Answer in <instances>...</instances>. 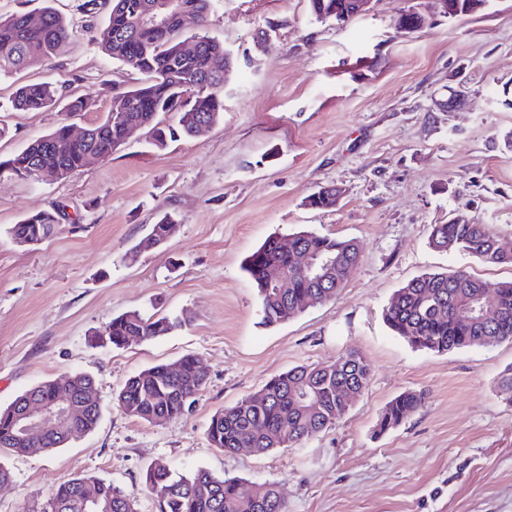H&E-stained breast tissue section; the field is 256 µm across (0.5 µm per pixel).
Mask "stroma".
Returning a JSON list of instances; mask_svg holds the SVG:
<instances>
[{
  "label": "stroma",
  "mask_w": 512,
  "mask_h": 512,
  "mask_svg": "<svg viewBox=\"0 0 512 512\" xmlns=\"http://www.w3.org/2000/svg\"><path fill=\"white\" fill-rule=\"evenodd\" d=\"M86 0H53L77 28L65 52L0 79L5 106L23 82L66 73L69 95L90 98V123L112 91L138 76L107 58L85 25ZM430 9L417 31L396 29L410 6ZM430 0H377L346 25L318 22L306 0H214L208 32L237 60L224 111L204 135L156 149L135 133L110 159L63 181L0 176V407L46 379L90 375L102 414L86 437L52 452L0 457L11 480L0 512H28L59 483L93 475L158 512L145 473L204 469L279 482L289 512H512V402L502 372L512 343L445 353L419 350L390 330L393 294L426 272L465 270L489 286L512 280L492 265L429 244L430 227L460 217L512 236V0L451 20ZM275 25L263 49L257 30ZM252 67H244V57ZM465 87L467 107L435 109ZM64 112L0 114V157L22 150ZM335 185L329 210L307 198ZM56 209L39 245L9 230ZM178 224L162 246L133 247L160 213ZM313 230L362 246L336 300L274 325L242 270L265 238ZM183 318L178 330L125 347L92 342L128 311ZM350 351L371 366L344 417L303 442L256 455L211 447V416L298 365H326ZM192 355L208 379L192 410L163 423L127 416L115 395L127 378ZM422 403L400 425L378 420L399 394Z\"/></svg>",
  "instance_id": "1"
}]
</instances>
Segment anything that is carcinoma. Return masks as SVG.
I'll return each mask as SVG.
<instances>
[{
  "instance_id": "1",
  "label": "carcinoma",
  "mask_w": 512,
  "mask_h": 512,
  "mask_svg": "<svg viewBox=\"0 0 512 512\" xmlns=\"http://www.w3.org/2000/svg\"><path fill=\"white\" fill-rule=\"evenodd\" d=\"M39 24L28 21L29 14H0V78L26 68L33 57L50 60L58 56L73 35V28L45 0ZM213 0H168L171 16L167 27L149 33L147 22L156 0H89L90 20L86 28L100 51L110 59L141 75V81L116 92L99 120L89 125L81 140L68 137L69 124L63 122L49 134L29 143L22 151L0 161V173L7 171L22 179L40 181L53 174H74L85 167L90 155L100 160L112 157V145L123 139L125 124L147 129L150 143L161 149L180 137L194 139L206 133L224 112V87L233 59L225 60L220 71L212 60L224 55V44L207 31ZM310 13L320 21L344 25L356 18L355 0H306ZM448 17L471 16L483 10L488 0H447ZM107 11L98 27L94 18ZM196 31L187 33L184 21ZM57 83L32 82L19 86L12 107L23 112H43L61 98ZM175 123L167 124L164 115ZM313 209L336 205V187L326 195L309 200ZM57 223L56 211L42 210L25 215L10 228L13 240L39 241ZM430 245L439 250L456 249L489 264L512 266V239L498 235L490 225L453 219L434 224ZM282 239H266L245 259L244 271L256 286L262 321L274 325L283 313L302 311L336 299L361 258V247L353 239H338L301 230L288 236V250ZM309 253L332 259L325 280L309 281L294 265L291 255ZM487 285L465 270L428 272L409 280L393 295L385 311L390 329L409 345L432 352H448L474 344L494 345L512 340V282H505L486 294ZM461 306L474 308L473 320L457 315ZM182 325L167 316L146 317L129 311L107 325L110 345L126 346V339L140 341L165 336ZM179 372L170 374V365L159 364L130 377L115 400L123 412L138 420L153 422L184 416L191 411L204 387L207 373L196 358L184 355L177 360ZM370 366L358 352H350L330 365H299L268 380L259 393L235 406L215 412L206 434L212 447L233 453L250 448L264 454L284 443L312 437L335 425L348 406L338 393L345 388L365 390ZM91 377L77 373L65 382L44 380L28 393L50 400L62 393H78ZM306 390L319 399L317 411L308 412L294 404L292 395ZM421 395L404 392L385 407L378 429L385 432L407 419L421 404ZM13 405L0 408V453L25 454L14 439ZM281 430L285 438L275 442L271 434ZM145 483L158 499L159 512H288L286 500L276 482L257 484L237 476L218 478L200 469L176 475L163 462L154 463L145 474ZM100 500L99 512H137L136 498L94 476L71 478L51 493L52 512H90L85 495Z\"/></svg>"
}]
</instances>
